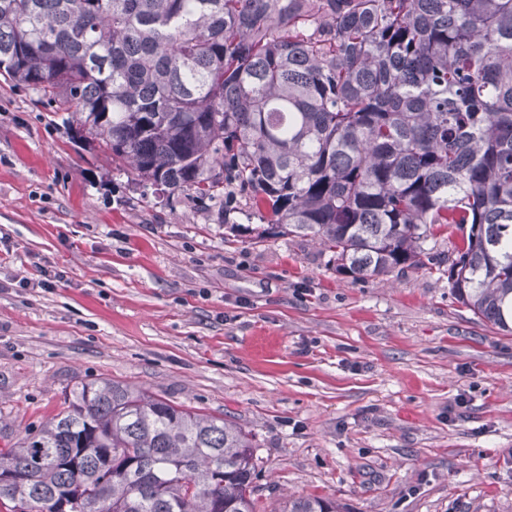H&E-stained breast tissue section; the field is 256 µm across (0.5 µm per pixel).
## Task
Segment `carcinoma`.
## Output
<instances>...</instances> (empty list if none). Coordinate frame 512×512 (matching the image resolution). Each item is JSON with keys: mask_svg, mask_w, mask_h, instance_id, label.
Here are the masks:
<instances>
[{"mask_svg": "<svg viewBox=\"0 0 512 512\" xmlns=\"http://www.w3.org/2000/svg\"><path fill=\"white\" fill-rule=\"evenodd\" d=\"M0 77L170 200L310 237L354 282L423 269L512 333V0H0ZM252 437L110 379L16 448L7 512H256ZM280 512H334L319 497ZM460 236L461 232L455 227H450L448 229L445 228L440 232H437L434 237H431L426 242L425 247L432 248V252L449 254L452 251L454 244L459 241Z\"/></svg>", "mask_w": 512, "mask_h": 512, "instance_id": "carcinoma-1", "label": "carcinoma"}]
</instances>
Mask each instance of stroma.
Instances as JSON below:
<instances>
[{
    "mask_svg": "<svg viewBox=\"0 0 512 512\" xmlns=\"http://www.w3.org/2000/svg\"><path fill=\"white\" fill-rule=\"evenodd\" d=\"M254 221L165 201L0 80V448L108 378L251 433L258 512H512V334L434 268L355 283L307 238L225 242ZM333 502L319 497H298L288 499L280 512H334Z\"/></svg>",
    "mask_w": 512,
    "mask_h": 512,
    "instance_id": "1",
    "label": "stroma"
}]
</instances>
